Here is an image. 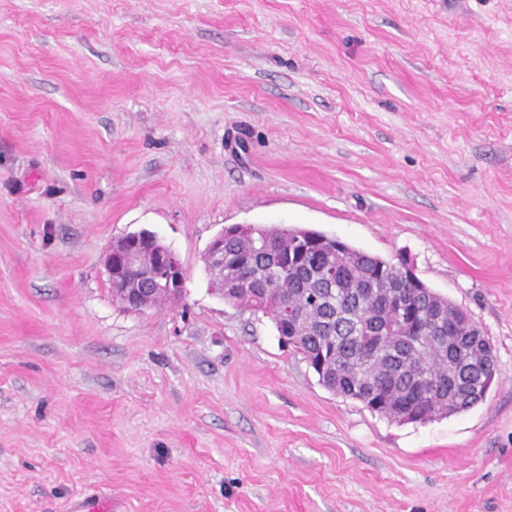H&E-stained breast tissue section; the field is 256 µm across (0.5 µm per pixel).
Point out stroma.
Returning a JSON list of instances; mask_svg holds the SVG:
<instances>
[{
	"mask_svg": "<svg viewBox=\"0 0 512 512\" xmlns=\"http://www.w3.org/2000/svg\"><path fill=\"white\" fill-rule=\"evenodd\" d=\"M301 226L470 311L498 380L398 423L204 262ZM156 233L183 298L104 255ZM512 512V0H0V512ZM104 266L113 297L128 309L148 310L158 289L171 298L183 296L185 269L175 252L153 232L141 230L113 240ZM130 268L149 270L144 277L148 281L128 280L125 273ZM69 512H112L111 495L88 496L76 499Z\"/></svg>",
	"mask_w": 512,
	"mask_h": 512,
	"instance_id": "1",
	"label": "stroma"
}]
</instances>
